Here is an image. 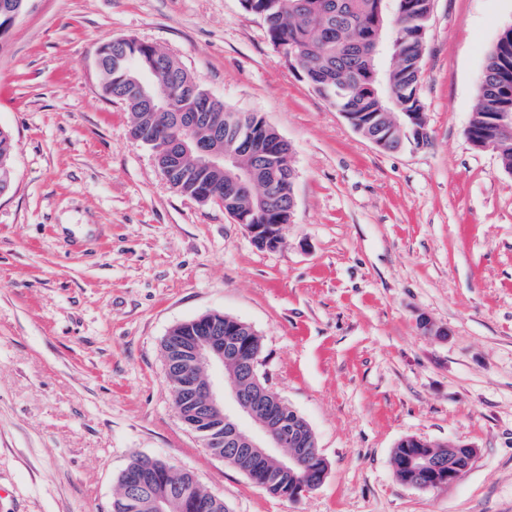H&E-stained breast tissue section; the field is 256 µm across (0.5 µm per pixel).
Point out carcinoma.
I'll use <instances>...</instances> for the list:
<instances>
[{"instance_id": "carcinoma-1", "label": "carcinoma", "mask_w": 512, "mask_h": 512, "mask_svg": "<svg viewBox=\"0 0 512 512\" xmlns=\"http://www.w3.org/2000/svg\"><path fill=\"white\" fill-rule=\"evenodd\" d=\"M407 9L399 19L398 34L391 35L383 0H241L243 8L257 16L263 23L271 43L301 67V73L311 89L339 112H346L355 124L371 135L386 138L385 150L395 149L405 133L418 127L420 140L428 144L430 134L422 118L423 106L412 100L421 78V63L425 52L431 0H406ZM104 57L100 69L103 90L111 98L124 102L132 115L129 134L150 143V148L162 154L167 145L187 130L175 125L168 117L142 110L132 91L123 80V67L127 61L141 66L163 57L175 69L162 68L166 88L182 103V108L192 113L207 100L200 84L186 90L179 84L176 68L180 64L169 54L155 46L134 38L116 39L98 46ZM383 63L386 76L382 85L370 80L373 58ZM484 88L480 90L474 112L470 139L475 144L496 141L499 144L501 166L512 170V135L492 123L495 114L506 112L504 88L512 89V36L502 39L488 52L484 63ZM209 129L224 137V145L236 148L237 131L224 125V106L209 105ZM242 126L257 138L271 139L267 123L255 116L241 118ZM14 162V141L11 132L0 128V174ZM178 167L190 177L179 184L178 192L196 196L197 178L192 176L196 165L191 157H182ZM206 180L212 187L213 203L238 212L247 224L254 223L251 213L254 199L246 195L228 196L224 190V175L211 172ZM270 225L267 233L274 241L282 240L281 225L288 223L285 207L266 218ZM425 450L445 458L448 453L432 449L427 442L413 436L400 440L392 453L394 473L401 482L409 478L406 461L411 455ZM152 466L161 488L191 489V501L181 512H197L193 501L208 502L207 512H225L224 502L216 501L204 486L186 472L168 467V461L155 458ZM234 468L243 472L254 483L280 496L288 495L292 484L310 482L316 476V465L298 471L292 477L269 481L272 465L265 460L240 457Z\"/></svg>"}]
</instances>
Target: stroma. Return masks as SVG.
Wrapping results in <instances>:
<instances>
[{
  "mask_svg": "<svg viewBox=\"0 0 512 512\" xmlns=\"http://www.w3.org/2000/svg\"><path fill=\"white\" fill-rule=\"evenodd\" d=\"M512 0H433L418 97L430 143L382 150L315 94L241 0H28L0 47V512H112L137 457L193 473L226 512H512V174L465 136ZM173 55L290 142L295 212L273 250L173 190L97 47ZM217 311L263 342L271 386L328 465L292 501L181 422L161 342ZM427 318L444 336H428ZM414 436L477 448L422 491Z\"/></svg>",
  "mask_w": 512,
  "mask_h": 512,
  "instance_id": "obj_1",
  "label": "stroma"
}]
</instances>
